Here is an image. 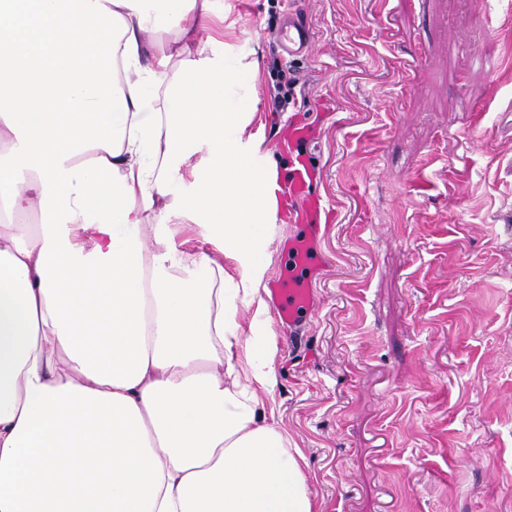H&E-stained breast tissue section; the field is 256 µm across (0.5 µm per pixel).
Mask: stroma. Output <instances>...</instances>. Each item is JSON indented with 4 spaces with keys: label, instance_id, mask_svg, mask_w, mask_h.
Returning a JSON list of instances; mask_svg holds the SVG:
<instances>
[{
    "label": "stroma",
    "instance_id": "stroma-1",
    "mask_svg": "<svg viewBox=\"0 0 512 512\" xmlns=\"http://www.w3.org/2000/svg\"><path fill=\"white\" fill-rule=\"evenodd\" d=\"M258 59L249 148L278 169L268 282L321 204L316 305L276 320L266 414L318 512H512V0H216ZM309 50L287 56L289 10ZM296 78L275 111L281 75ZM309 201L288 191L289 125Z\"/></svg>",
    "mask_w": 512,
    "mask_h": 512
}]
</instances>
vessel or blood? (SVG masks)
Listing matches in <instances>:
<instances>
[{"mask_svg":"<svg viewBox=\"0 0 512 512\" xmlns=\"http://www.w3.org/2000/svg\"><path fill=\"white\" fill-rule=\"evenodd\" d=\"M283 41L292 54L309 47V28L298 14L289 13ZM313 250L314 242L311 238H289L285 249L289 268L271 283L270 293L277 304V321L294 333L302 329L304 317L315 306V291L311 281Z\"/></svg>","mask_w":512,"mask_h":512,"instance_id":"b4317fda","label":"vessel or blood"}]
</instances>
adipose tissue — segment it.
<instances>
[{
	"mask_svg": "<svg viewBox=\"0 0 512 512\" xmlns=\"http://www.w3.org/2000/svg\"><path fill=\"white\" fill-rule=\"evenodd\" d=\"M259 77L213 0H0V512H317L259 397Z\"/></svg>",
	"mask_w": 512,
	"mask_h": 512,
	"instance_id": "ef3b65f1",
	"label": "adipose tissue"
}]
</instances>
